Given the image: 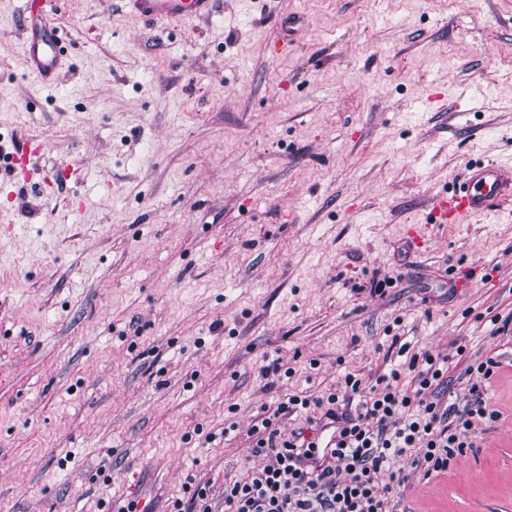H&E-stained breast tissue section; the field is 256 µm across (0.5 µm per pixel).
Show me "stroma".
Segmentation results:
<instances>
[{
  "label": "stroma",
  "mask_w": 512,
  "mask_h": 512,
  "mask_svg": "<svg viewBox=\"0 0 512 512\" xmlns=\"http://www.w3.org/2000/svg\"><path fill=\"white\" fill-rule=\"evenodd\" d=\"M48 21L53 89L0 0V512H171L191 476L221 500L264 411L373 383L404 343L452 377L495 357L502 417L400 512H512V335L490 323L512 202L406 242L469 164L512 161V0H217L187 23L61 0ZM468 85L490 93L462 110ZM31 138L52 196L5 186ZM65 45L58 29H36L23 36L20 50L29 75L43 87L55 84L64 65Z\"/></svg>",
  "instance_id": "stroma-1"
}]
</instances>
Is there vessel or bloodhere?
<instances>
[{
    "instance_id": "b4317fda",
    "label": "vessel or blood",
    "mask_w": 512,
    "mask_h": 512,
    "mask_svg": "<svg viewBox=\"0 0 512 512\" xmlns=\"http://www.w3.org/2000/svg\"><path fill=\"white\" fill-rule=\"evenodd\" d=\"M130 14L147 21L190 22L214 14L216 0H124ZM29 75L40 85H54L64 64L65 45L58 29H36L20 45ZM512 199V168L498 162L470 165L462 183L431 201L432 221L410 230L413 248H423L439 224H463L489 214Z\"/></svg>"
}]
</instances>
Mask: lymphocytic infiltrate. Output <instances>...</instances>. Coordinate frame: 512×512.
I'll return each mask as SVG.
<instances>
[{"label":"lymphocytic infiltrate","instance_id":"1","mask_svg":"<svg viewBox=\"0 0 512 512\" xmlns=\"http://www.w3.org/2000/svg\"><path fill=\"white\" fill-rule=\"evenodd\" d=\"M500 366L476 359L464 370L471 378L464 404L446 402L451 389L447 358L411 355L391 366L371 387L346 374L337 391L291 395L253 426L257 465L246 477L224 485V512H394L411 474L431 478L447 472L456 455L499 413L485 397L482 382ZM335 420L336 446L317 458L316 412ZM304 415L306 428L282 435L288 415ZM389 483H381V476Z\"/></svg>","mask_w":512,"mask_h":512}]
</instances>
